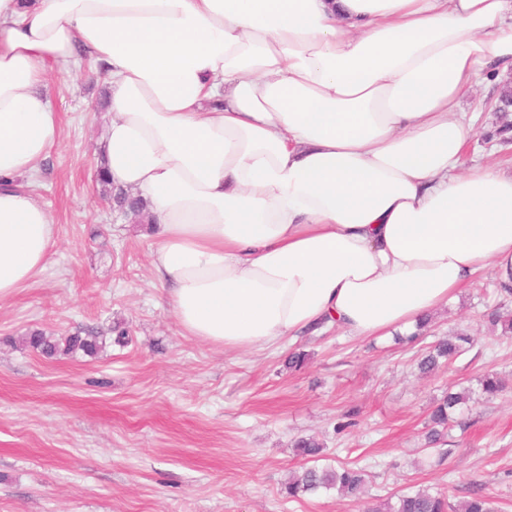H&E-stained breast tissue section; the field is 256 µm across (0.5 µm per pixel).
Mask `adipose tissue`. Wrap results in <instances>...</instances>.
<instances>
[{"label":"adipose tissue","instance_id":"adipose-tissue-1","mask_svg":"<svg viewBox=\"0 0 512 512\" xmlns=\"http://www.w3.org/2000/svg\"><path fill=\"white\" fill-rule=\"evenodd\" d=\"M79 50L186 335H408L479 270L512 288V173L466 162L461 107L512 74V0H0V301L55 242L16 180L58 138L45 67Z\"/></svg>","mask_w":512,"mask_h":512}]
</instances>
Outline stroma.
Returning a JSON list of instances; mask_svg holds the SVG:
<instances>
[{"label": "stroma", "instance_id": "obj_1", "mask_svg": "<svg viewBox=\"0 0 512 512\" xmlns=\"http://www.w3.org/2000/svg\"><path fill=\"white\" fill-rule=\"evenodd\" d=\"M106 85L81 53L46 68L59 137L20 184L50 212L55 244L44 269L0 302V512H361L333 490L284 498L307 464L294 448L301 436L324 444L323 463L367 466L369 494L430 487L458 501L477 487L512 512V335L489 321L500 299L489 271L433 312L412 345L333 328L226 351L185 335L153 279L150 231L112 210L95 180ZM494 94L484 83L463 103L477 112L467 156L512 172ZM79 329L102 338L96 355L48 358L23 342L32 330ZM460 330L466 353L420 373L425 347ZM298 348L308 361L294 371L286 362ZM488 373L506 383L493 397L477 392ZM452 384L476 395L437 466L423 436Z\"/></svg>", "mask_w": 512, "mask_h": 512}]
</instances>
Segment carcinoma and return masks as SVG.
<instances>
[{"label": "carcinoma", "mask_w": 512, "mask_h": 512, "mask_svg": "<svg viewBox=\"0 0 512 512\" xmlns=\"http://www.w3.org/2000/svg\"><path fill=\"white\" fill-rule=\"evenodd\" d=\"M98 182L104 192L109 196L131 199V202L122 209L126 216H139L146 210L143 199L132 195L125 190H112V185L105 178L103 171H98ZM494 326L501 329V334H512V313L496 311L491 314ZM94 333L88 332L86 336L78 333L65 337L62 340H53L39 330L26 334L24 342L27 346L52 357L59 352L69 354L81 351L86 355H94L98 351ZM469 342L464 334H455L453 337H441L436 340L418 363L419 370L431 373L442 365L450 364L462 351V344ZM480 392L486 396H493L503 390L502 381L494 374L485 375L480 381ZM472 391L465 389L461 392L448 391V393L434 406L429 421L430 428L425 433L428 446L434 447L444 442L445 430L448 429L450 414L470 401ZM299 455L315 462V465L305 468L300 474L293 477L285 487L288 500L299 499L305 495H312L325 489H334L346 498L361 502L363 512H498L497 503L473 491V496L463 502L455 504L440 492L429 488L402 490L386 498L363 497L367 483V473L362 467L356 465H339L332 467L318 466L316 462L321 458L322 446L313 437H301L295 443Z\"/></svg>", "instance_id": "cac0c4a2"}]
</instances>
